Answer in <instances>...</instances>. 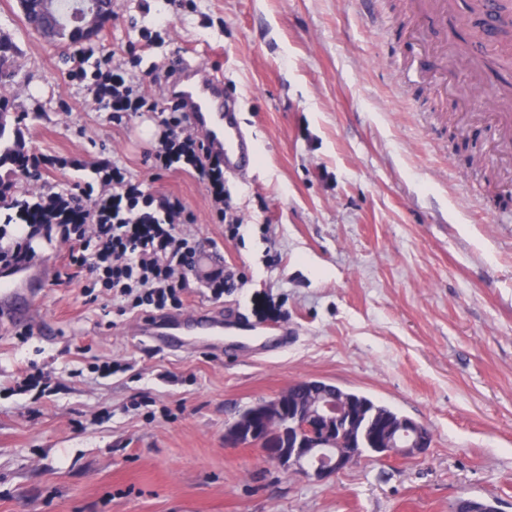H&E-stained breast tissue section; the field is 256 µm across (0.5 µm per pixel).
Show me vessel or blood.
<instances>
[{"instance_id": "b4317fda", "label": "vessel or blood", "mask_w": 512, "mask_h": 512, "mask_svg": "<svg viewBox=\"0 0 512 512\" xmlns=\"http://www.w3.org/2000/svg\"><path fill=\"white\" fill-rule=\"evenodd\" d=\"M485 44H492L498 20L504 15L506 0H483ZM175 71L171 95L189 112L193 124L204 131L213 155L224 162L230 173L247 170L253 163L255 147L243 128L236 98L224 85L223 73L212 65L188 64L180 56L167 62ZM52 266L37 261L22 267L0 269V322L25 326L31 321V307L43 295L51 280ZM226 329L221 309L202 307L180 319L155 320L143 318L139 324L142 335L170 347H181L186 337L201 334L214 337L215 348H223L222 335Z\"/></svg>"}]
</instances>
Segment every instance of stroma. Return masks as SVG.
<instances>
[{"instance_id":"1","label":"stroma","mask_w":512,"mask_h":512,"mask_svg":"<svg viewBox=\"0 0 512 512\" xmlns=\"http://www.w3.org/2000/svg\"><path fill=\"white\" fill-rule=\"evenodd\" d=\"M112 2L82 80L75 47L32 36L0 0L15 46L0 98L26 154L67 161L36 182L18 173L16 197L93 180L106 160L180 197L201 271L220 262L240 279L216 300L192 278L182 309L241 311L242 343L225 357L141 340V312L86 303L82 272L47 288L27 340L0 327V512H455L462 498L512 512V194L500 188L512 162L473 91L512 85V72L470 63V0L422 41L419 0ZM426 45L456 59L447 89L438 69L411 70ZM185 52L221 66L258 148L245 175L224 178L235 239L197 176L151 170L160 116L111 118L93 92L92 74L138 55L141 84L164 100L161 66ZM268 325L288 342L261 354L244 339ZM23 369L48 389L19 390ZM304 379L395 408L430 446L323 482L225 447L239 413Z\"/></svg>"}]
</instances>
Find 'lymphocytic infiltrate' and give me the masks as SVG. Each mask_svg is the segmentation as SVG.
<instances>
[{"mask_svg":"<svg viewBox=\"0 0 512 512\" xmlns=\"http://www.w3.org/2000/svg\"><path fill=\"white\" fill-rule=\"evenodd\" d=\"M95 91L103 109L116 116L159 109L134 75L120 69ZM185 118L177 106L164 117L168 133L151 154L152 166L192 169L207 185L217 217H224V168L205 161V139L185 129ZM94 171L96 182L48 193L35 208L17 205L16 225L0 226V268L30 263L39 256L35 239L57 236L69 245L67 268L88 267L95 274L83 288L88 303L107 296L147 312L180 308L198 247L177 227L192 223V214L178 197L144 190L118 163L100 162Z\"/></svg>","mask_w":512,"mask_h":512,"instance_id":"1","label":"lymphocytic infiltrate"}]
</instances>
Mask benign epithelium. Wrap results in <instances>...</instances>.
<instances>
[{
	"label": "benign epithelium",
	"mask_w": 512,
	"mask_h": 512,
	"mask_svg": "<svg viewBox=\"0 0 512 512\" xmlns=\"http://www.w3.org/2000/svg\"><path fill=\"white\" fill-rule=\"evenodd\" d=\"M22 11L37 8L50 24L69 27L80 42H92L112 23V0H82L67 17L55 0H19ZM356 421L350 399L331 392L314 394L301 406L288 400V392L264 401L243 422L228 428L224 445L257 447L267 462L279 470L318 482L336 476L358 459L349 432ZM423 424L411 418L401 425L403 438L389 430L378 441L382 458H411L424 451L417 442Z\"/></svg>",
	"instance_id": "1"
}]
</instances>
